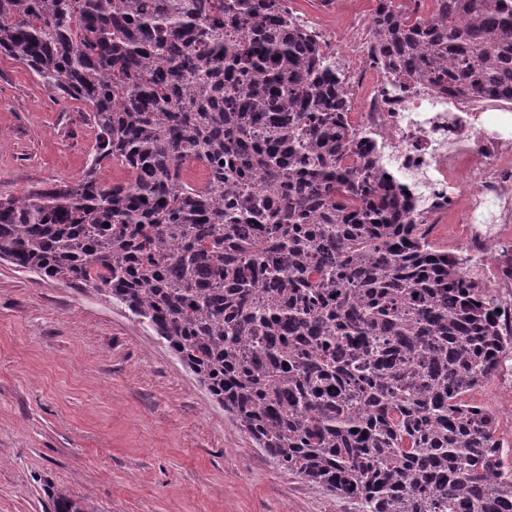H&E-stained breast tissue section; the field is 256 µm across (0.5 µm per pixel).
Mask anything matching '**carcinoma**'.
I'll return each mask as SVG.
<instances>
[{
	"label": "carcinoma",
	"instance_id": "carcinoma-1",
	"mask_svg": "<svg viewBox=\"0 0 512 512\" xmlns=\"http://www.w3.org/2000/svg\"><path fill=\"white\" fill-rule=\"evenodd\" d=\"M376 0L396 81L512 102V0ZM284 0H0V57L85 104L74 183L0 196V260L147 323L257 447L359 512H512L498 300L415 223ZM116 163L128 178H101ZM470 398L473 401L480 402L497 412L500 417L499 434L504 439V443H510L509 434L511 435V422H509V412L507 408V392L503 395L502 399L499 400L497 390L495 389L494 385L487 382L480 388L472 391Z\"/></svg>",
	"mask_w": 512,
	"mask_h": 512
}]
</instances>
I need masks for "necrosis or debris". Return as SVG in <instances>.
<instances>
[{
  "label": "necrosis or debris",
  "mask_w": 512,
  "mask_h": 512,
  "mask_svg": "<svg viewBox=\"0 0 512 512\" xmlns=\"http://www.w3.org/2000/svg\"><path fill=\"white\" fill-rule=\"evenodd\" d=\"M343 41L370 73L357 123L383 169L418 202L423 223L451 217L459 253L480 257L463 274L502 301L512 332V108L493 116L507 133L493 132L485 102H463L420 81L400 91L354 32Z\"/></svg>",
  "instance_id": "necrosis-or-debris-1"
}]
</instances>
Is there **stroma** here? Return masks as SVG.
Segmentation results:
<instances>
[{
    "instance_id": "obj_1",
    "label": "stroma",
    "mask_w": 512,
    "mask_h": 512,
    "mask_svg": "<svg viewBox=\"0 0 512 512\" xmlns=\"http://www.w3.org/2000/svg\"><path fill=\"white\" fill-rule=\"evenodd\" d=\"M323 35L374 0H292ZM84 104L0 59V195L72 182L91 158ZM356 512L281 469L149 326L90 288L0 262V512Z\"/></svg>"
}]
</instances>
